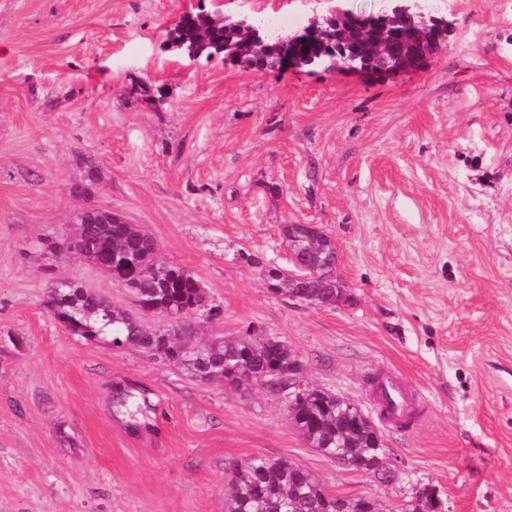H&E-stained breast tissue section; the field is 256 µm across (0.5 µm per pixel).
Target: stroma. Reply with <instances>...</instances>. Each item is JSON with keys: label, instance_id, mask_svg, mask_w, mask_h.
I'll return each mask as SVG.
<instances>
[{"label": "stroma", "instance_id": "35a3bbf8", "mask_svg": "<svg viewBox=\"0 0 512 512\" xmlns=\"http://www.w3.org/2000/svg\"><path fill=\"white\" fill-rule=\"evenodd\" d=\"M437 7L438 54L382 77L166 47L185 13L286 35L287 16L307 25L322 0H0V512H224L230 465L256 454L386 512L416 486L444 512H512V6ZM86 208L140 225L202 281L224 317L201 337L259 326L306 382L366 411L370 376H403L423 416L384 432L391 481L309 448L265 382L202 384L55 321L61 278L133 305L39 245L64 242ZM294 222L336 243L347 303L270 292ZM119 379L151 390L158 433L113 418Z\"/></svg>", "mask_w": 512, "mask_h": 512}]
</instances>
